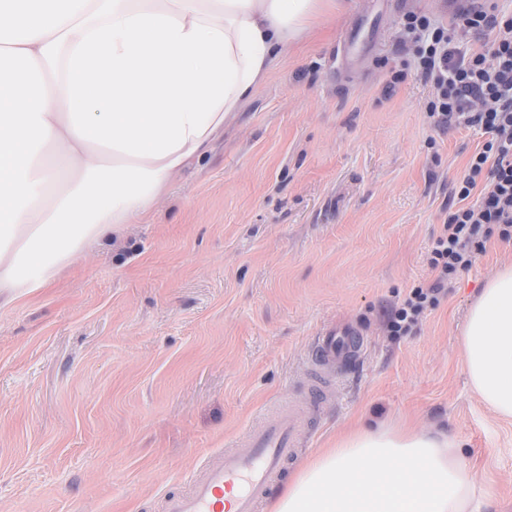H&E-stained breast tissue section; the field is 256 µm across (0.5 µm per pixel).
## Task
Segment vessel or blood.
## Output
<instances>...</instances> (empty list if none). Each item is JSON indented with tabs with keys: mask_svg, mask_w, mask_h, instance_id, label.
I'll return each mask as SVG.
<instances>
[{
	"mask_svg": "<svg viewBox=\"0 0 512 512\" xmlns=\"http://www.w3.org/2000/svg\"><path fill=\"white\" fill-rule=\"evenodd\" d=\"M361 346L358 333L341 325L319 336L312 362L319 368H343L357 361ZM301 436L296 414L278 407L238 448L209 462L188 491L167 494L164 512H257L285 463L294 458Z\"/></svg>",
	"mask_w": 512,
	"mask_h": 512,
	"instance_id": "obj_1",
	"label": "vessel or blood"
}]
</instances>
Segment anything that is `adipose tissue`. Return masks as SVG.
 I'll return each instance as SVG.
<instances>
[{
    "label": "adipose tissue",
    "mask_w": 512,
    "mask_h": 512,
    "mask_svg": "<svg viewBox=\"0 0 512 512\" xmlns=\"http://www.w3.org/2000/svg\"><path fill=\"white\" fill-rule=\"evenodd\" d=\"M319 0H0V308L150 212L299 41ZM478 398L512 418V265L462 330ZM269 512H482L446 435L359 427Z\"/></svg>",
    "instance_id": "adipose-tissue-1"
}]
</instances>
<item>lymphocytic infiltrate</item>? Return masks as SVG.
Segmentation results:
<instances>
[{"instance_id":"obj_1","label":"lymphocytic infiltrate","mask_w":512,"mask_h":512,"mask_svg":"<svg viewBox=\"0 0 512 512\" xmlns=\"http://www.w3.org/2000/svg\"><path fill=\"white\" fill-rule=\"evenodd\" d=\"M406 28L416 43L418 72L433 87L430 117L447 129L481 127L488 138L453 188L456 201L428 257L433 281L412 288L384 314L393 337L407 335L438 305L491 236L512 241V12L500 9L498 0H467L451 27L411 15ZM457 34L479 41V49H461L453 40Z\"/></svg>"}]
</instances>
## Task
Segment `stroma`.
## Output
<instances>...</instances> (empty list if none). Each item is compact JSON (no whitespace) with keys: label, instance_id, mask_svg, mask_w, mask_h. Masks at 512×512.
Wrapping results in <instances>:
<instances>
[{"label":"stroma","instance_id":"stroma-1","mask_svg":"<svg viewBox=\"0 0 512 512\" xmlns=\"http://www.w3.org/2000/svg\"><path fill=\"white\" fill-rule=\"evenodd\" d=\"M278 58L204 159L154 209L0 310V512H162L263 413L298 404L305 440L274 488L356 422L448 433L484 512H512V419L475 395L461 333L512 265L491 238L408 335L386 309L431 282L452 186L485 140L429 118L404 22L459 0H344ZM368 51L344 53L359 26ZM349 324V373L312 346Z\"/></svg>","mask_w":512,"mask_h":512}]
</instances>
